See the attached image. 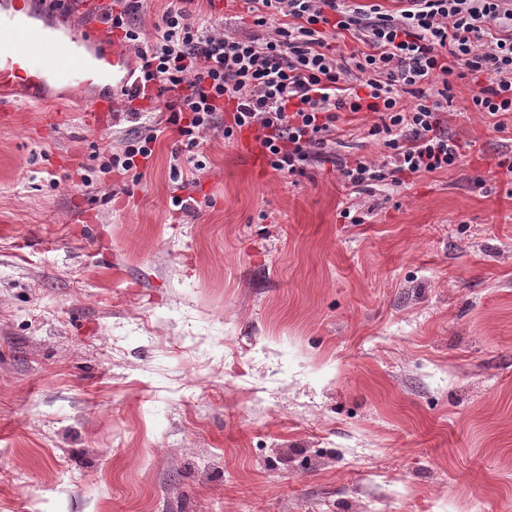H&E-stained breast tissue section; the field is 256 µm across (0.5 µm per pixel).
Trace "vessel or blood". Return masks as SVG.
<instances>
[{
	"label": "vessel or blood",
	"mask_w": 512,
	"mask_h": 512,
	"mask_svg": "<svg viewBox=\"0 0 512 512\" xmlns=\"http://www.w3.org/2000/svg\"><path fill=\"white\" fill-rule=\"evenodd\" d=\"M108 0H0V98L24 95L41 103L42 90L67 97L94 86L129 85L122 49L106 27L86 22Z\"/></svg>",
	"instance_id": "vessel-or-blood-1"
}]
</instances>
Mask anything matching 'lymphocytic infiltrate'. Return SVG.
I'll return each mask as SVG.
<instances>
[{
	"mask_svg": "<svg viewBox=\"0 0 512 512\" xmlns=\"http://www.w3.org/2000/svg\"><path fill=\"white\" fill-rule=\"evenodd\" d=\"M142 0H116L102 16L140 61L127 118L140 119L135 98L150 97L168 112L179 143L171 152L173 180L204 170L202 134L223 126L234 142L251 132L273 171L304 173L329 158L344 112H375L371 135L385 153L379 162L354 159L342 178L362 187L455 168L461 153L442 125L455 80L477 89L472 111L492 130L512 119V0H244L263 37L224 30L210 17H193L188 0H170L153 38L130 22ZM352 34L364 49L337 46ZM412 105H405L404 97ZM158 127L110 152L107 168L137 183L140 162L154 155Z\"/></svg>",
	"mask_w": 512,
	"mask_h": 512,
	"instance_id": "f902f5d3",
	"label": "lymphocytic infiltrate"
}]
</instances>
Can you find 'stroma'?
Masks as SVG:
<instances>
[{
  "label": "stroma",
  "instance_id": "35a3bbf8",
  "mask_svg": "<svg viewBox=\"0 0 512 512\" xmlns=\"http://www.w3.org/2000/svg\"><path fill=\"white\" fill-rule=\"evenodd\" d=\"M475 90L454 169L368 188L374 112L296 175L211 130L181 190L175 128L135 184L100 170L131 123L1 102L0 512H512V127Z\"/></svg>",
  "mask_w": 512,
  "mask_h": 512
}]
</instances>
